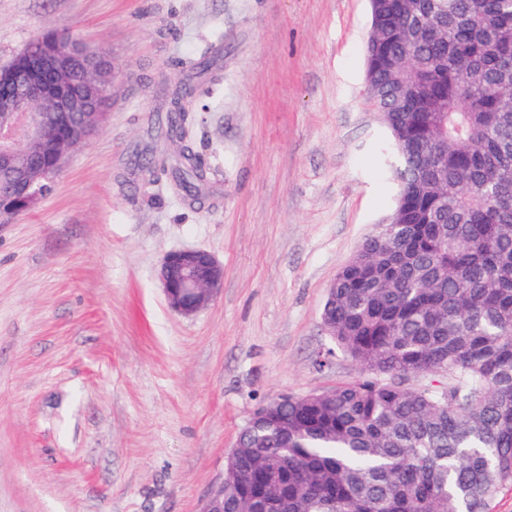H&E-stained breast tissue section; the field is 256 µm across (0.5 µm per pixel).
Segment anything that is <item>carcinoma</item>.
<instances>
[{
	"mask_svg": "<svg viewBox=\"0 0 512 512\" xmlns=\"http://www.w3.org/2000/svg\"><path fill=\"white\" fill-rule=\"evenodd\" d=\"M367 101L384 113L398 194L336 275L327 328L361 376L270 402L241 429L224 512H494L512 490V0H381ZM66 48L75 39L47 33ZM171 174L206 172L176 123Z\"/></svg>",
	"mask_w": 512,
	"mask_h": 512,
	"instance_id": "cac0c4a2",
	"label": "carcinoma"
}]
</instances>
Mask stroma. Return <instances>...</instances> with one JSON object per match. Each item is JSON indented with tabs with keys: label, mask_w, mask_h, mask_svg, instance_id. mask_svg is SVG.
Segmentation results:
<instances>
[{
	"label": "stroma",
	"mask_w": 512,
	"mask_h": 512,
	"mask_svg": "<svg viewBox=\"0 0 512 512\" xmlns=\"http://www.w3.org/2000/svg\"><path fill=\"white\" fill-rule=\"evenodd\" d=\"M67 32L117 71L100 130L0 224V512H197L255 410L356 380L329 288L391 214L388 132L365 98L368 0H0V65ZM190 200L146 172L181 62ZM209 250L218 296L170 309L169 251Z\"/></svg>",
	"instance_id": "stroma-1"
}]
</instances>
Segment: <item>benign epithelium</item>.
<instances>
[{"label": "benign epithelium", "mask_w": 512, "mask_h": 512, "mask_svg": "<svg viewBox=\"0 0 512 512\" xmlns=\"http://www.w3.org/2000/svg\"><path fill=\"white\" fill-rule=\"evenodd\" d=\"M97 52L78 44L41 47L39 58L0 66V222L44 196L43 184L69 160L65 140L86 142L107 116L116 74L98 70L97 81L78 84L74 75L93 67ZM159 279L168 306L192 316L224 285V265L209 252L182 249L161 262ZM198 512H224V481L201 501Z\"/></svg>", "instance_id": "1"}]
</instances>
